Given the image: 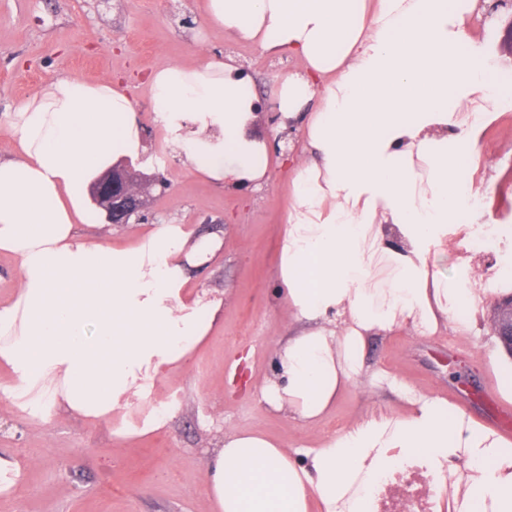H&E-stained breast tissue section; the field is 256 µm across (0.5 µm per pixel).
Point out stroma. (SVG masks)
<instances>
[{
	"instance_id": "1",
	"label": "stroma",
	"mask_w": 512,
	"mask_h": 512,
	"mask_svg": "<svg viewBox=\"0 0 512 512\" xmlns=\"http://www.w3.org/2000/svg\"><path fill=\"white\" fill-rule=\"evenodd\" d=\"M203 5L204 0H0V116L61 75L115 80L138 109L145 153L135 168L162 175L169 187L152 193L143 217L112 225L113 241H135L155 224H186L224 240L223 258L193 270L191 281L194 288L223 294L224 314L188 365L157 380L152 390L171 414L164 429L126 441L113 436L108 424L62 412L31 417L12 406L6 394L11 377L0 368V455L21 464L17 486L0 493V512H211L206 461L225 434L264 433L303 464L308 449L348 425L404 414L411 397L443 399L450 412L478 423L481 403L456 397L463 388L471 395L481 391L508 359L492 327L491 310L505 296L500 290L484 297L471 332L443 326L430 336L398 329L370 337L365 366L373 385L341 390L316 427L260 401V384L277 371L276 341L294 326L277 296L278 245L302 135H289L288 152L273 154L261 189L224 190L173 152L153 112L148 77L173 63L233 61L248 72L264 107L256 123L272 139L279 128L268 114L275 109L278 81L301 72L304 63L285 53L261 54L213 28ZM511 15L506 7L465 18L472 42L497 66L495 79L508 86L512 57L498 45ZM497 111L482 132L481 155L461 162L463 194L484 201L481 209L466 210L465 221L476 234L485 225L497 230L469 243L474 266L485 273L512 265V237L504 233L512 226V94L499 100ZM242 357L246 387L229 382L232 364ZM469 471L467 456L454 458L437 502L428 491V469L404 473L395 482V497L379 501L378 512H397L403 499L416 512H457L455 481Z\"/></svg>"
}]
</instances>
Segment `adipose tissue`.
<instances>
[{
	"label": "adipose tissue",
	"instance_id": "ef3b65f1",
	"mask_svg": "<svg viewBox=\"0 0 512 512\" xmlns=\"http://www.w3.org/2000/svg\"><path fill=\"white\" fill-rule=\"evenodd\" d=\"M451 3L206 0L209 24L306 64L277 96L284 118L302 120L311 153L296 165L279 242L282 292L300 327L279 340L278 373L259 387L264 403L306 423L340 386L361 383L367 336H426L443 321L470 331L483 295L512 284V271H499L462 288L436 264L449 235H472L459 220L458 159L480 154L501 94ZM149 85L193 170L228 189L262 188L269 141L252 126L248 77L211 60L167 66ZM314 98L317 110L303 115ZM0 132L13 140L0 157V251L19 273L0 302L12 405L110 421L123 439L158 430L166 416L132 426L119 415L190 360L220 317L223 297L186 287L221 240L184 224L155 225L129 246L78 233L91 218L82 185L144 152L135 105L112 80L57 77ZM461 454L471 467L458 512H512V445L425 397L405 416L344 430L302 466L262 434L225 435L207 461V494L214 512H309L314 501L321 512H370L368 489L393 461L419 459L439 475Z\"/></svg>",
	"mask_w": 512,
	"mask_h": 512
}]
</instances>
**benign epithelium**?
<instances>
[{
	"label": "benign epithelium",
	"instance_id": "benign-epithelium-1",
	"mask_svg": "<svg viewBox=\"0 0 512 512\" xmlns=\"http://www.w3.org/2000/svg\"><path fill=\"white\" fill-rule=\"evenodd\" d=\"M135 172L129 162L121 163L92 187L94 203L104 211L109 224H126L133 216L139 217L146 208L150 190L158 186L166 189L159 178L141 185L134 181ZM494 332L502 346L512 356V297L498 301L494 306Z\"/></svg>",
	"mask_w": 512,
	"mask_h": 512
}]
</instances>
